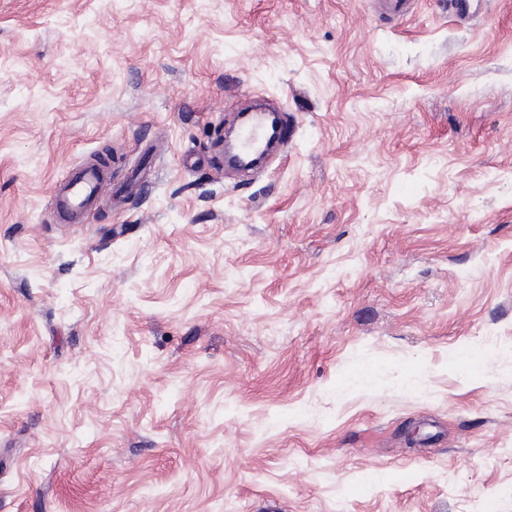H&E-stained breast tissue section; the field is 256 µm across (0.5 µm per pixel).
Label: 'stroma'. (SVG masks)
<instances>
[{
  "label": "stroma",
  "mask_w": 512,
  "mask_h": 512,
  "mask_svg": "<svg viewBox=\"0 0 512 512\" xmlns=\"http://www.w3.org/2000/svg\"><path fill=\"white\" fill-rule=\"evenodd\" d=\"M258 98L293 135L240 175L212 143ZM107 147L111 196L59 223ZM506 486L512 0H0V512ZM106 186L104 170L84 166L61 181L55 195V211L63 224H79L85 211L97 201Z\"/></svg>",
  "instance_id": "stroma-1"
}]
</instances>
